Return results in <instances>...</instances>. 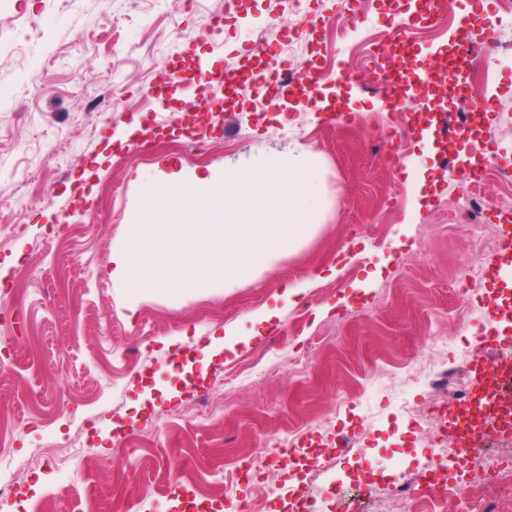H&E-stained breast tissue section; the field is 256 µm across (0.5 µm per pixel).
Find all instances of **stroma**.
<instances>
[{
    "label": "stroma",
    "instance_id": "obj_1",
    "mask_svg": "<svg viewBox=\"0 0 512 512\" xmlns=\"http://www.w3.org/2000/svg\"><path fill=\"white\" fill-rule=\"evenodd\" d=\"M284 0H0V410L28 461L0 512H252L226 487L225 459L263 469L274 433L314 449L275 472L305 474L312 512H348L355 494L423 461L432 421L389 405L422 390L391 365L428 356L434 340L481 323L453 313L459 271L481 276L476 304L512 303V266L497 262L505 228L464 207L463 169L440 134L456 96L410 97L392 110L369 82L390 63L389 35L412 0H306V37L345 119L278 97H224V74L272 65ZM221 14L219 28L211 17ZM344 17L345 28L325 26ZM456 16L411 33L414 71L450 61ZM452 61V60H451ZM484 123L512 161V54L490 62ZM357 79L338 81L339 71ZM134 135H127L129 125ZM200 149H192V142ZM301 153L315 173L310 228L232 288L220 280L132 300L111 275L149 192L163 183L223 184ZM70 225L58 239L59 225ZM290 286L300 295L286 299ZM274 316L261 335L252 320ZM239 336L234 351L219 344ZM75 398L60 409L56 397ZM233 406L192 427L202 395ZM355 433L361 453L322 462L328 430Z\"/></svg>",
    "mask_w": 512,
    "mask_h": 512
}]
</instances>
